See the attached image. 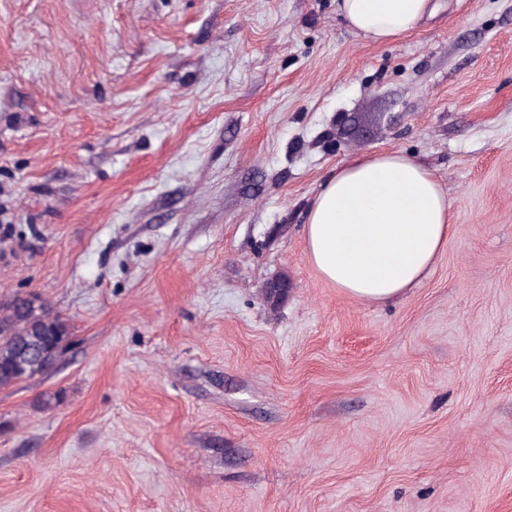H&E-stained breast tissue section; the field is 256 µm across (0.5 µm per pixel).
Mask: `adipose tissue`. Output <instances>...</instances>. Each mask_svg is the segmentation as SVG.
<instances>
[{
  "mask_svg": "<svg viewBox=\"0 0 512 512\" xmlns=\"http://www.w3.org/2000/svg\"><path fill=\"white\" fill-rule=\"evenodd\" d=\"M430 0H337L353 31L373 42L410 33ZM448 197L432 170L400 152L361 154L321 185L305 223L307 254L349 296L377 302L418 286L453 235Z\"/></svg>",
  "mask_w": 512,
  "mask_h": 512,
  "instance_id": "obj_1",
  "label": "adipose tissue"
}]
</instances>
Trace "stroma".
Wrapping results in <instances>:
<instances>
[{"instance_id": "1", "label": "stroma", "mask_w": 512, "mask_h": 512, "mask_svg": "<svg viewBox=\"0 0 512 512\" xmlns=\"http://www.w3.org/2000/svg\"><path fill=\"white\" fill-rule=\"evenodd\" d=\"M434 3L375 43L336 0H0V301L73 336L0 388V512H512V0ZM382 151L459 226L385 304L303 239Z\"/></svg>"}]
</instances>
